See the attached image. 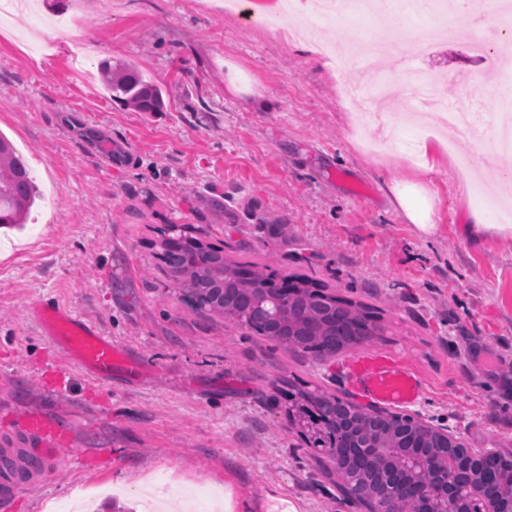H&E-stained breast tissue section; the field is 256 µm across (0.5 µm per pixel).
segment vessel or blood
Listing matches in <instances>:
<instances>
[{
    "mask_svg": "<svg viewBox=\"0 0 512 512\" xmlns=\"http://www.w3.org/2000/svg\"><path fill=\"white\" fill-rule=\"evenodd\" d=\"M31 313L68 360L95 380L110 381L113 371L118 369L131 376L139 374L138 365L126 358L122 347L73 311L45 302L32 308ZM363 380L365 392L382 403L409 404L419 394L416 378L406 369L376 367L366 371ZM23 430L36 439L37 445L25 449V460L21 463L10 452L0 453V512H9L20 489L52 472L64 454L48 420L28 418Z\"/></svg>",
    "mask_w": 512,
    "mask_h": 512,
    "instance_id": "vessel-or-blood-1",
    "label": "vessel or blood"
}]
</instances>
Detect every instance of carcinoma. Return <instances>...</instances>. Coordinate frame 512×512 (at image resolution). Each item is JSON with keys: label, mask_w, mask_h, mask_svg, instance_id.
Here are the masks:
<instances>
[{"label": "carcinoma", "mask_w": 512, "mask_h": 512, "mask_svg": "<svg viewBox=\"0 0 512 512\" xmlns=\"http://www.w3.org/2000/svg\"><path fill=\"white\" fill-rule=\"evenodd\" d=\"M104 87L111 97L140 112H161L166 107L164 91L144 76L130 62L99 64ZM38 198V189L30 171L11 142L0 135V225L10 227L25 223ZM162 258L169 279L192 305L264 336L280 346L300 349L318 357H333L374 335L368 326L371 315L364 306L337 296L301 276H290L293 291L287 296L271 293L276 272L268 265L239 264L224 258V250L213 249L195 238L172 236L160 242ZM272 311L268 321L255 319L259 308ZM293 397L304 406H332L331 421L323 428L330 447L338 448L336 427L343 422L354 424L358 434L375 441L379 448L405 444L413 433L425 440V446L413 451L448 456L462 465L467 448L455 437L443 439L435 428L406 414L388 413L379 423L369 418L362 407L319 390H296ZM498 481L492 494L512 490V467L497 468ZM343 484L368 488V496L379 508L384 491L374 485L370 466L352 458L340 472Z\"/></svg>", "instance_id": "obj_1"}]
</instances>
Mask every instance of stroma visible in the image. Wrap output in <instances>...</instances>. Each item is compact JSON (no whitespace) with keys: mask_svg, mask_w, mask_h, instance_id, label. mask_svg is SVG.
<instances>
[{"mask_svg":"<svg viewBox=\"0 0 512 512\" xmlns=\"http://www.w3.org/2000/svg\"><path fill=\"white\" fill-rule=\"evenodd\" d=\"M30 2L0 30V135L43 194L25 243L0 252V448L33 447L18 426L33 411L68 452L11 512L81 496L94 512H127L153 476L173 502L210 489L212 512H364L326 454L290 430L285 400L293 383L369 404L362 355L416 376L420 396L398 413L512 458V238L465 236L471 211L500 204V189L481 179L479 198L460 199L461 171L448 164L493 153L491 115L512 70L469 54L466 9L422 61L435 97L471 98L475 128L448 151L422 124H399L394 141L369 123L420 107L379 74L369 80L380 94L344 101L338 85L358 80L360 57L341 73L325 67L289 19L252 22L224 0ZM103 60L135 63L164 89L165 110L112 100ZM421 135L437 147L424 159L404 145ZM395 167L431 193V234L391 205ZM175 229L364 304L378 335L323 362L195 309L158 248ZM47 300L120 344L142 377L83 375L30 315ZM486 352L490 372L478 365Z\"/></svg>","mask_w":512,"mask_h":512,"instance_id":"35a3bbf8","label":"stroma"}]
</instances>
